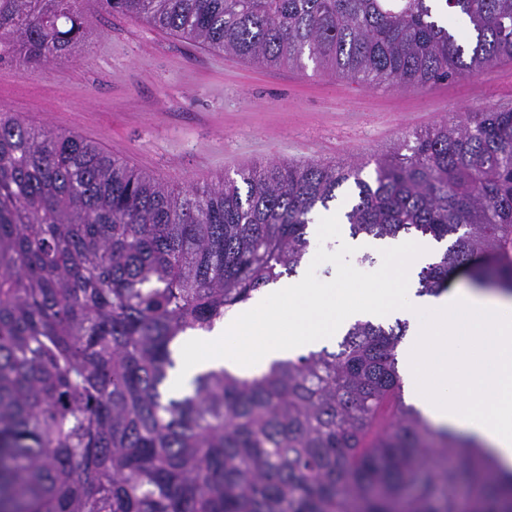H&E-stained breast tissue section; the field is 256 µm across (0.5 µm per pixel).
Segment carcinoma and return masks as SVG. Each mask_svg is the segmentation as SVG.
<instances>
[{"mask_svg":"<svg viewBox=\"0 0 512 512\" xmlns=\"http://www.w3.org/2000/svg\"><path fill=\"white\" fill-rule=\"evenodd\" d=\"M85 0H0V63L82 41ZM269 67L303 56L368 87L425 88L512 60V0H97ZM471 33L459 39L452 20ZM377 162L253 165L174 192L65 130L0 113V512H512V473L404 401L408 322L166 391L174 349L291 276L312 214L352 190L350 235L448 242L512 291V109L464 112Z\"/></svg>","mask_w":512,"mask_h":512,"instance_id":"carcinoma-1","label":"carcinoma"}]
</instances>
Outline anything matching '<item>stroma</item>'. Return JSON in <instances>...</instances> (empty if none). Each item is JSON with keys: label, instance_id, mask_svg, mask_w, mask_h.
<instances>
[{"label": "stroma", "instance_id": "obj_1", "mask_svg": "<svg viewBox=\"0 0 512 512\" xmlns=\"http://www.w3.org/2000/svg\"><path fill=\"white\" fill-rule=\"evenodd\" d=\"M491 107L512 108V60L424 89L372 88L308 59L267 68L212 51L94 2L83 42L47 71L0 64V112L78 133L178 191L254 164L386 158L404 132ZM311 249L330 258L299 278L336 286L341 303L382 278L383 246L315 235Z\"/></svg>", "mask_w": 512, "mask_h": 512}]
</instances>
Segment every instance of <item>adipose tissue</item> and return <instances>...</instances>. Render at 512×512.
<instances>
[{
    "mask_svg": "<svg viewBox=\"0 0 512 512\" xmlns=\"http://www.w3.org/2000/svg\"><path fill=\"white\" fill-rule=\"evenodd\" d=\"M426 237L399 239L388 248L383 287L366 289L360 304L336 309V291L282 284L272 301L254 313L225 318L208 333H193L167 382L179 392L199 372L228 367L253 374L301 349H316L355 320L411 317L412 341L406 350L410 392L434 425L473 437L486 446L500 468L512 471V296L454 288L438 296L417 295L413 273L434 257ZM430 319L415 322L420 311ZM261 338L245 344L253 318Z\"/></svg>",
    "mask_w": 512,
    "mask_h": 512,
    "instance_id": "adipose-tissue-1",
    "label": "adipose tissue"
}]
</instances>
